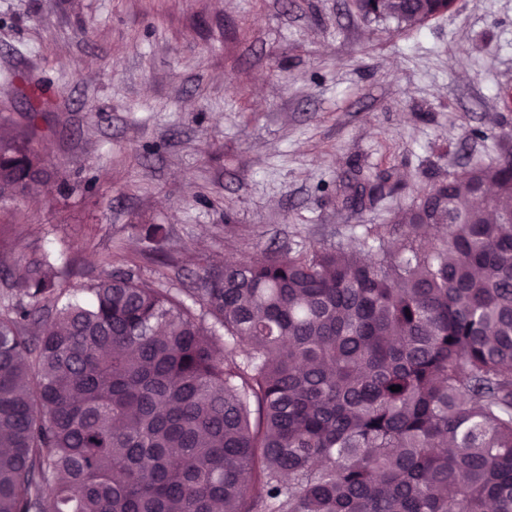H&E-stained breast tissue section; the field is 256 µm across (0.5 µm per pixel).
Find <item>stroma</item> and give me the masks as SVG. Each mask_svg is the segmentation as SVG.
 Instances as JSON below:
<instances>
[{"mask_svg": "<svg viewBox=\"0 0 512 512\" xmlns=\"http://www.w3.org/2000/svg\"><path fill=\"white\" fill-rule=\"evenodd\" d=\"M32 111L46 173L0 201V303L34 251L63 284L124 270L186 291L206 261L355 243L497 161L512 0H455L418 29L351 0H0V114ZM356 168L394 192L342 209ZM141 224L168 228V262L142 258Z\"/></svg>", "mask_w": 512, "mask_h": 512, "instance_id": "obj_1", "label": "stroma"}]
</instances>
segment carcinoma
<instances>
[{"label":"carcinoma","instance_id":"cac0c4a2","mask_svg":"<svg viewBox=\"0 0 512 512\" xmlns=\"http://www.w3.org/2000/svg\"><path fill=\"white\" fill-rule=\"evenodd\" d=\"M452 2L355 7L413 28ZM36 116L0 134L1 201L43 173ZM140 236L146 258L167 240ZM359 240L207 263L191 305L26 257L0 305V512H512V152Z\"/></svg>","mask_w":512,"mask_h":512}]
</instances>
